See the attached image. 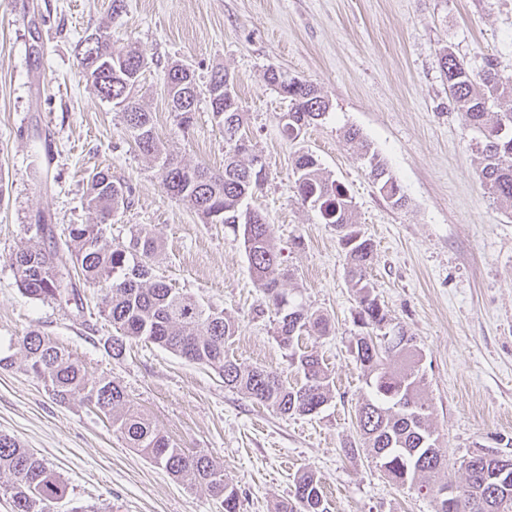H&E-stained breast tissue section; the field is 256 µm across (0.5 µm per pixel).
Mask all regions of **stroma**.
<instances>
[{
    "label": "stroma",
    "mask_w": 512,
    "mask_h": 512,
    "mask_svg": "<svg viewBox=\"0 0 512 512\" xmlns=\"http://www.w3.org/2000/svg\"><path fill=\"white\" fill-rule=\"evenodd\" d=\"M0 0V435L17 438L63 477L69 495L99 512H224L205 484L175 480L127 448L111 424L81 401L53 399L27 372L19 340L36 330L78 357L86 375L109 377L133 408L180 448L223 463L241 512H276L302 471L321 481L330 512H434L431 498L397 488L358 442L355 406L366 392L351 352L361 332L336 229L298 201L292 173L299 150L313 151L355 202L370 238V279L393 322L415 339L433 424L451 461L477 448L512 456V210L481 185L473 131L454 105L438 66L451 51L473 70L493 61L512 77V0ZM104 30L115 49L146 58L134 91L156 132L179 159L224 167V131L207 101L182 131L165 78L175 63L206 86L223 67L234 78L252 153L267 180L249 204L274 228L291 277L283 286L326 315L329 336H302L332 374V397L311 416L278 414L218 375L144 340L113 357L116 330L99 289L79 301L23 293L12 259L38 243V216L64 243L72 224L98 222L88 209L89 178L110 169L129 190L103 226L107 240L149 230L159 250L155 276L234 319L228 356L302 383L275 336L240 237L209 224L168 196L121 113L81 73L79 40ZM275 67L313 83L329 103L326 120L289 141L280 132L288 102L266 79ZM359 129L401 184L408 204L392 208L343 138Z\"/></svg>",
    "instance_id": "obj_1"
}]
</instances>
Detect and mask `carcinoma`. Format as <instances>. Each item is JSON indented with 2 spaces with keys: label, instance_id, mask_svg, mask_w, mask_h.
I'll use <instances>...</instances> for the list:
<instances>
[{
  "label": "carcinoma",
  "instance_id": "obj_1",
  "mask_svg": "<svg viewBox=\"0 0 512 512\" xmlns=\"http://www.w3.org/2000/svg\"><path fill=\"white\" fill-rule=\"evenodd\" d=\"M77 60L103 99L110 102L119 97L125 101L127 112L123 119L127 131L138 150L155 162L167 194L207 223L241 232L250 270L263 294L261 306L275 312L277 341L289 351L291 364L302 374L303 382L291 386L272 370L230 358L224 345L235 335V322L224 311L201 304L153 275L150 259L157 242L151 233L141 231L126 244L114 245L105 240L101 225L112 220L124 206L128 193L124 185L112 180L107 169L92 174L87 194V206L97 213L99 223L73 224L68 228L65 246L70 258H65L56 246H32L15 254L13 265L22 291L39 300L76 297L80 280L104 292L105 312L118 332L112 337V356L121 355L130 340H147L212 369L224 385L282 416H306L319 411L330 398L333 379L317 354L299 353L295 346L306 334H330L331 324L324 315L295 303L282 288L288 270L283 267L282 251L274 244L272 225L261 213H256L250 224L236 223L248 208L246 200L259 189L252 160L228 151L222 171L177 160L158 138L152 113L124 92L140 80L138 74L145 68L143 53L136 49L115 50L109 33H99L92 44L80 43ZM438 65L448 80L453 103L478 133L474 151L479 159L477 175L481 184L490 197L512 208V134H498L501 124L512 126V80L501 75L489 59L476 72L447 50L439 54ZM183 81L195 84L194 73L181 64L172 65L166 77L167 94L178 124L187 129L194 113L181 112L175 104ZM282 96L288 99V113L293 117L282 126L284 136L290 140L328 114V103L307 81L290 82ZM213 117L226 132L243 125L237 107L215 112ZM343 138L357 148L383 198L396 209L407 206L408 198L401 185L360 131L349 127ZM293 176L301 203L317 210L323 223L336 227L345 252L346 278L355 292L359 324L380 331L377 336L367 333L355 337L352 347L369 388V394L355 410L362 450L391 481L430 496L435 512H449L436 497L444 486L441 473L450 469V462L442 450L433 451L427 445L434 431L430 426V406L423 397L426 382L419 366L421 354L414 337L388 319L373 295V244L356 229L353 197L343 183L322 171L317 157L309 151L296 155ZM72 268L77 273L75 278ZM21 347L27 370L43 381L56 401L79 399L93 405L110 420L128 447L182 482L204 483L210 494L222 501L224 512H240L235 486L224 476L214 478L215 471H224L223 466L208 455L189 454L178 448L151 418L127 408V393L118 382L108 377L89 379L71 351L39 332L23 336ZM402 401L415 410L406 413L397 408ZM480 453L482 457L470 464L465 478L485 484L486 500H500L505 503L502 512H512V483L505 494L489 480L499 467L497 454L483 449ZM1 474L10 477L7 491L14 512H48L50 504L69 494L68 484L55 469L6 435H0ZM278 512H328L313 472L304 471L296 478L293 498L281 503Z\"/></svg>",
  "mask_w": 512,
  "mask_h": 512
}]
</instances>
